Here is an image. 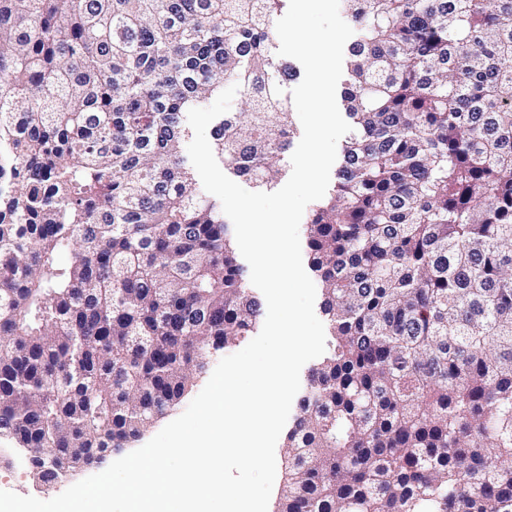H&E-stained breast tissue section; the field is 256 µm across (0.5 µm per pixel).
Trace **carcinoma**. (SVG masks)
Wrapping results in <instances>:
<instances>
[{"mask_svg": "<svg viewBox=\"0 0 512 512\" xmlns=\"http://www.w3.org/2000/svg\"><path fill=\"white\" fill-rule=\"evenodd\" d=\"M342 4L352 131L306 225L326 350L279 512H512V0ZM284 6L0 0V433L38 483L137 438L255 329L181 144L234 81L214 150L280 182Z\"/></svg>", "mask_w": 512, "mask_h": 512, "instance_id": "carcinoma-1", "label": "carcinoma"}]
</instances>
